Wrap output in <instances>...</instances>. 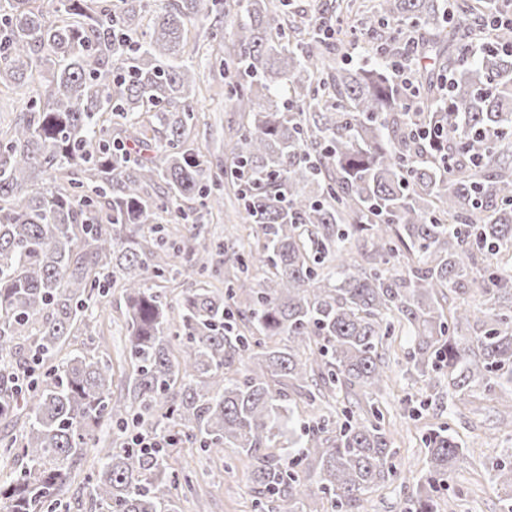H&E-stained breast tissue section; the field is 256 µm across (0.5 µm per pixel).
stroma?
<instances>
[{
	"mask_svg": "<svg viewBox=\"0 0 512 512\" xmlns=\"http://www.w3.org/2000/svg\"><path fill=\"white\" fill-rule=\"evenodd\" d=\"M224 80L207 65L196 70L194 108L197 120L190 133L193 147L215 163L224 160V138L237 114L223 94ZM214 244L243 248L255 243L253 225L245 223L236 200L222 211L206 215L201 226ZM124 305L119 288L104 302V315L91 337H70L65 352L83 350L93 340L97 352L109 354L114 368V390L124 387L128 366L122 355ZM407 339L394 337L385 347L391 380L379 401L385 426L392 432L399 476L379 483L363 495L353 512H409L410 495L426 474L425 438L434 430L449 429L466 449V459L454 467L441 489L437 512H502L500 493L491 462L502 449L512 448V417L499 414L497 403L482 395L466 400L448 397V380L439 378L435 390L423 389L406 372L402 361ZM176 467L192 480L197 493L179 498L177 512H256L253 462L236 449L201 450L183 444L172 453Z\"/></svg>",
	"mask_w": 512,
	"mask_h": 512,
	"instance_id": "obj_1",
	"label": "stroma"
}]
</instances>
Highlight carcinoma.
<instances>
[{
    "instance_id": "carcinoma-1",
    "label": "carcinoma",
    "mask_w": 512,
    "mask_h": 512,
    "mask_svg": "<svg viewBox=\"0 0 512 512\" xmlns=\"http://www.w3.org/2000/svg\"><path fill=\"white\" fill-rule=\"evenodd\" d=\"M0 0V94L26 99L0 127V354L28 343L27 390L0 369V417L24 411L21 458L0 484L8 512H59L72 469L98 512H175L183 485L170 449H238L271 512H336L396 475L374 399L386 377L379 348L410 336L407 372L426 388L480 390L512 409V0H379L360 24L384 28L373 61L335 66L341 29L295 25L293 0H244L224 56L225 97L240 114L224 139L230 167L211 172L187 132L196 119L188 26L225 0ZM421 63L411 111L397 71ZM428 131L425 138L414 130ZM121 135H113L115 129ZM237 188L257 243L224 249L227 292L199 286L173 300L142 230L175 211L200 275L213 242L200 213ZM479 287L481 307L445 306ZM125 304V393L112 359H59L89 335L104 298ZM245 294V304L235 302ZM251 324L260 338L241 333ZM311 405L360 388L345 421L263 453L295 419L287 388ZM158 436L163 448L132 440ZM415 512H435L464 448L446 429L426 442ZM314 458L316 480L305 461ZM512 512V448L491 462Z\"/></svg>"
}]
</instances>
